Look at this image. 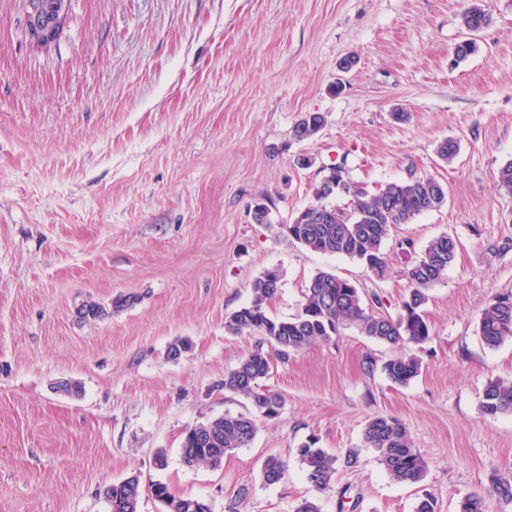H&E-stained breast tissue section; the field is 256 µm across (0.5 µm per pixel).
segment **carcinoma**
<instances>
[{"mask_svg":"<svg viewBox=\"0 0 512 512\" xmlns=\"http://www.w3.org/2000/svg\"><path fill=\"white\" fill-rule=\"evenodd\" d=\"M491 17L475 0L464 10L461 25L469 33L487 27ZM325 124L320 113H306L294 124L293 139L303 141L316 135ZM444 164L452 163L459 153V143L453 138L440 141L435 149ZM345 168H340L339 181L343 194L353 198L352 209L346 212L332 208L333 217L322 224H311L293 218L287 224H272L268 206H254L255 220L275 229L277 236L299 243L311 251L343 255L359 261L379 280L389 273L387 255L383 251L391 229L408 224L414 218L439 208L446 200V187L434 177H416L402 183H390L375 193H369L344 180ZM498 191L512 195V159L503 163L496 174ZM457 243L441 234L425 246L419 259L407 266L403 276L408 291L401 311L392 318L365 305V299L380 304L378 296L367 297L352 282L329 271L318 272L303 294V302L294 316L278 320L268 313V306L280 288L281 275L269 269L252 283V298L248 305L232 312L225 320L226 331L242 335L259 331L264 339L278 348L279 358L288 360L317 342H328L347 327L357 328L368 338L390 346L419 344L430 336L423 307L431 288L442 281L455 259ZM479 334L489 348L512 340V293L495 296L482 310ZM271 370L269 357L258 348L245 356L238 366L224 375V390L249 400L255 411L265 418L278 415L281 396L264 388L260 381ZM387 378L406 386L420 372L419 360L411 354L397 355L382 365ZM480 410L483 415L496 417L512 414V380L496 379L483 389ZM257 433V422L244 414H224L187 430L182 443V459L189 467L219 466L224 456L248 446ZM364 447L372 449L377 460L394 481L418 484L427 473V463L412 446L405 426L396 418L376 416L369 420L363 434ZM309 484L317 491L330 489L336 474L337 456L308 442L297 449ZM287 464L278 455L268 456L261 475L269 485L281 482ZM152 496L164 504L166 512H211L206 503L176 497L164 483L151 486ZM112 512H139L141 487L132 475L106 491Z\"/></svg>","mask_w":512,"mask_h":512,"instance_id":"1","label":"carcinoma"}]
</instances>
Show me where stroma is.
<instances>
[{"label": "stroma", "instance_id": "stroma-1", "mask_svg": "<svg viewBox=\"0 0 512 512\" xmlns=\"http://www.w3.org/2000/svg\"><path fill=\"white\" fill-rule=\"evenodd\" d=\"M470 3L71 0L61 38L39 48L24 0H0V512H110L107 489L132 475L140 512H163L158 481L212 512H294L304 499L321 512H415L426 494L435 512H457L471 493L486 512H512L493 491L512 477V414L480 410L489 381L512 379V341L491 349L478 333L482 309L512 291V197L494 184L512 159V0H481L491 22L458 63ZM307 112L326 122L295 141ZM448 137L460 152L445 165L435 148ZM334 165L369 192L430 175L447 188L441 208L393 227L385 280L273 231L314 203ZM259 203L270 225L253 222ZM444 233L456 257L424 307L429 338L407 347L421 361L408 385L381 369L398 348L344 330L273 363L264 384L283 406L248 447L218 467L184 464L188 428L251 409L222 382L262 337L224 321L261 273L281 274L277 319L297 313L320 271L395 316L403 269ZM88 302L103 315L82 317ZM181 338L190 349L169 360ZM380 415L426 459L420 484L393 481L364 447ZM312 439L362 451L325 492L297 455ZM271 455L288 464L276 485L261 475Z\"/></svg>", "mask_w": 512, "mask_h": 512}]
</instances>
